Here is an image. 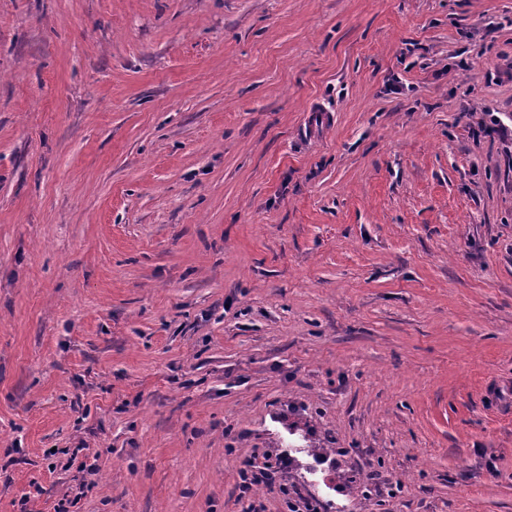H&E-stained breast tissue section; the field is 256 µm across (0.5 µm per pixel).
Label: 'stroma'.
Wrapping results in <instances>:
<instances>
[{"instance_id": "1", "label": "stroma", "mask_w": 512, "mask_h": 512, "mask_svg": "<svg viewBox=\"0 0 512 512\" xmlns=\"http://www.w3.org/2000/svg\"><path fill=\"white\" fill-rule=\"evenodd\" d=\"M267 451L512 512V0H0V512H281ZM263 461H259L256 455L245 457L240 461V490L242 496L249 494L253 487L265 485L276 486L279 474L288 470V454L280 452L263 455Z\"/></svg>"}]
</instances>
